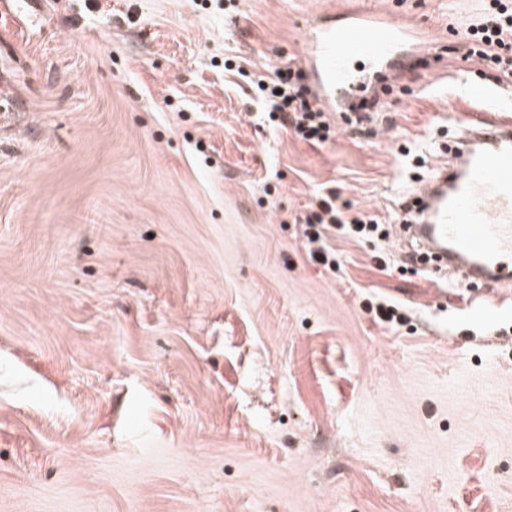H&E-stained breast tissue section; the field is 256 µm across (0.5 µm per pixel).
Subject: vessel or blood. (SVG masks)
I'll use <instances>...</instances> for the list:
<instances>
[{
	"label": "vessel or blood",
	"instance_id": "b4317fda",
	"mask_svg": "<svg viewBox=\"0 0 512 512\" xmlns=\"http://www.w3.org/2000/svg\"><path fill=\"white\" fill-rule=\"evenodd\" d=\"M415 29L352 10L306 34L305 61L325 109L353 97L351 74L365 62L380 81L394 80L395 53ZM409 232L435 247L449 273L512 289V124L468 123L463 139L415 197Z\"/></svg>",
	"mask_w": 512,
	"mask_h": 512
}]
</instances>
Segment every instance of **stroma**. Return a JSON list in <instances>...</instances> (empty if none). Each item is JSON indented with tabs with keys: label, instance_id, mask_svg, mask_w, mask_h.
I'll use <instances>...</instances> for the list:
<instances>
[{
	"label": "stroma",
	"instance_id": "obj_1",
	"mask_svg": "<svg viewBox=\"0 0 512 512\" xmlns=\"http://www.w3.org/2000/svg\"><path fill=\"white\" fill-rule=\"evenodd\" d=\"M482 0H41L0 64V512H512V303L411 266L393 215L512 79L456 35ZM348 10L426 32L388 109L329 139L236 74L303 64ZM233 70H225V61ZM496 89L463 95V79ZM378 243L305 245L308 203ZM389 261L379 267L373 249ZM376 294L405 317L368 312ZM310 215L305 217L306 246L310 256L323 265H335L336 254L326 245L329 230L355 240L373 239L383 236L382 222L367 214L350 217L336 203L335 193L316 197L308 205Z\"/></svg>",
	"mask_w": 512,
	"mask_h": 512
}]
</instances>
